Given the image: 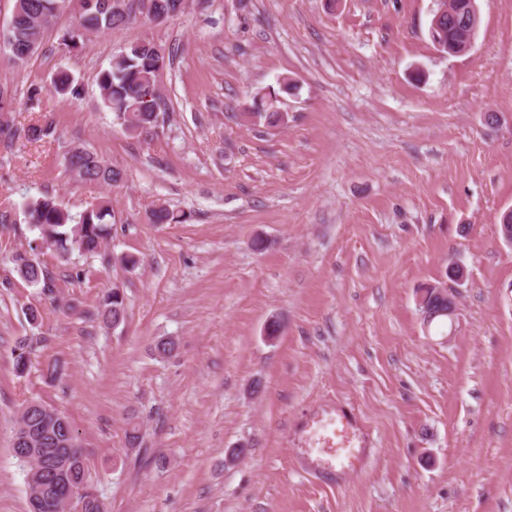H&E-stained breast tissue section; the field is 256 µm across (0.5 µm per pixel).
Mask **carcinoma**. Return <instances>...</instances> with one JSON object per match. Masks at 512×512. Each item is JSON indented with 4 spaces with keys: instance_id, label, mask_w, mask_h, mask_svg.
<instances>
[{
    "instance_id": "obj_1",
    "label": "carcinoma",
    "mask_w": 512,
    "mask_h": 512,
    "mask_svg": "<svg viewBox=\"0 0 512 512\" xmlns=\"http://www.w3.org/2000/svg\"><path fill=\"white\" fill-rule=\"evenodd\" d=\"M146 16L154 21H165L178 16L184 8V0H148ZM135 0H127L126 8L114 11L104 8L100 0H14L13 10L7 26L0 30V52L5 54L12 66L23 68L28 61L43 49L45 34L58 15L64 12L74 14L73 26L66 29L60 41L70 50H78L104 30L127 23L134 9ZM474 22L470 12L463 8V0L452 7V12L442 16L439 39L448 41V47L463 39L474 37ZM171 60L170 52L161 44L143 40L126 47L114 57L110 68L102 71L98 79L101 104L112 112L116 124L132 137L147 135L156 127L162 110V96L156 85V77L166 62ZM52 90L61 96L79 95L75 78L66 67H59L51 79ZM15 90L7 77H0V114L13 113ZM253 126H276L285 123L278 107V93L269 92L261 97V106L245 113ZM53 123L32 124L25 130L30 142L51 137ZM70 171L78 173L82 180L108 186L123 182L125 172L113 167L96 154L82 148H73L67 157ZM112 210L105 203H95L78 215H73L54 196L44 194L22 205L10 202L0 203V231L13 224H27L37 233V240L54 249L59 256L72 253L84 256H99L102 262L116 261L127 268H133L138 260L133 255L112 256L106 253L108 237L112 231ZM188 220L184 213L175 212L164 206L153 209L150 222L153 224H182ZM14 268L26 284L40 289L41 294L54 297L57 293L56 274L33 251H18L13 256ZM127 317L124 290L112 288L104 297L103 305L89 315V319L107 327L119 325ZM40 342L38 337L19 339L12 351L16 374L20 377L31 369L33 345ZM68 438L62 431L57 441L48 444L53 452L71 458L67 481L71 485L88 482V470L83 452L79 448H68ZM29 488V512H58L57 507L46 503L32 506L39 486L35 465L22 461Z\"/></svg>"
}]
</instances>
